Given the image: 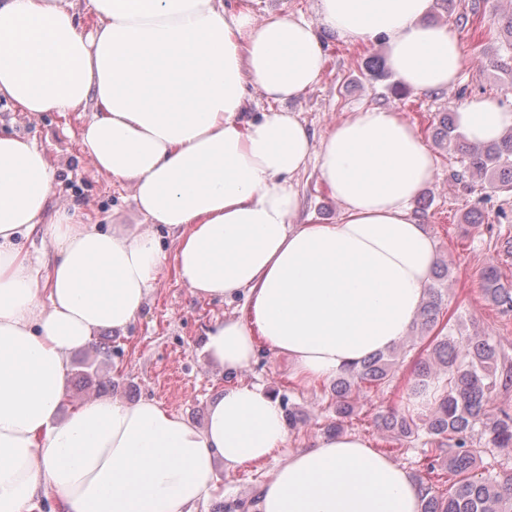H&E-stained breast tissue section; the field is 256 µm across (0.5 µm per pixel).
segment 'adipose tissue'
<instances>
[{"instance_id": "1", "label": "adipose tissue", "mask_w": 512, "mask_h": 512, "mask_svg": "<svg viewBox=\"0 0 512 512\" xmlns=\"http://www.w3.org/2000/svg\"><path fill=\"white\" fill-rule=\"evenodd\" d=\"M90 3L86 31L71 0H0V98L32 115L93 105L82 150L132 185L142 221L102 225L55 201L45 151L0 132V512H34L47 495L65 512H194L217 468L278 454L252 512H421L409 472L363 437L289 449L282 405L259 385L225 387L200 427L148 400L60 407L71 354L126 332L169 259L194 295L244 299L206 332L228 375L264 346L299 382L333 379L407 336L436 261L412 208L430 151L385 109H359L317 143L283 105L317 85L328 35L382 41L403 86H453L464 59L448 26L428 22L433 0H316L315 25L258 15L257 0ZM251 86L281 110L244 119ZM455 120L487 144L512 129V110L474 98ZM311 162L338 222L296 221L291 179ZM36 232L50 260L24 250Z\"/></svg>"}]
</instances>
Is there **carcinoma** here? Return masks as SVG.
<instances>
[{
	"label": "carcinoma",
	"mask_w": 512,
	"mask_h": 512,
	"mask_svg": "<svg viewBox=\"0 0 512 512\" xmlns=\"http://www.w3.org/2000/svg\"><path fill=\"white\" fill-rule=\"evenodd\" d=\"M433 139L460 154L468 172L489 178L490 186L499 191H512V129L496 143L474 144L457 132L454 113L444 112L434 127ZM447 276V266L437 263L435 284L414 321L420 339L428 337L430 341L427 358L419 362L411 383V394L435 387L439 395L428 406L422 423L391 413L381 416L378 426L399 440L424 432L432 465L448 466L454 477L446 495L419 483L422 512H512V474L492 468L477 472L476 455L471 450L477 428L492 447L512 448V413L505 409L494 413L489 407L493 392L512 386V362L488 336H465L450 328L442 336L429 337L443 316L445 292L438 282ZM481 288L487 300L504 312L512 311V283L502 280L495 265L483 270ZM396 364L395 351L376 353L354 373L336 378V417L353 412V392L388 382Z\"/></svg>",
	"instance_id": "carcinoma-1"
}]
</instances>
